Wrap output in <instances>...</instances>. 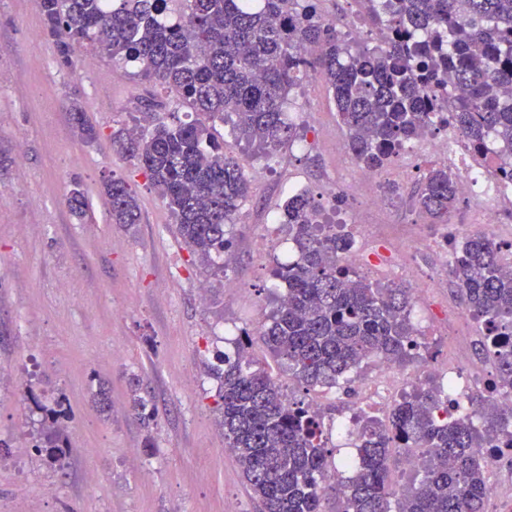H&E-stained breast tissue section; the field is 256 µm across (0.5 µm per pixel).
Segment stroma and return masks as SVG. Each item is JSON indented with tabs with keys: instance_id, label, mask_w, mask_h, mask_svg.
Wrapping results in <instances>:
<instances>
[{
	"instance_id": "35a3bbf8",
	"label": "stroma",
	"mask_w": 512,
	"mask_h": 512,
	"mask_svg": "<svg viewBox=\"0 0 512 512\" xmlns=\"http://www.w3.org/2000/svg\"><path fill=\"white\" fill-rule=\"evenodd\" d=\"M38 0H0V512H258L215 410L217 356L240 331L250 356L264 361L257 329L275 308L262 228L295 251L280 224L288 187L320 199L346 140L335 105L317 80L292 94V109L325 129L306 147L290 145L264 170L230 126H218L224 151L251 183L232 228L235 259L213 275L179 239L175 223L136 159L112 136L140 111L148 87L133 65L82 56L71 71L54 65ZM78 96L100 138L88 146L68 115ZM125 178L140 204L139 223H113L103 192ZM89 212L66 204L72 180ZM241 282L229 291L225 280ZM412 321L426 337L409 370L433 372L448 353L430 310ZM155 407L143 422L132 383ZM107 389L111 409L96 404ZM62 400L69 448L62 466L36 454L37 403Z\"/></svg>"
}]
</instances>
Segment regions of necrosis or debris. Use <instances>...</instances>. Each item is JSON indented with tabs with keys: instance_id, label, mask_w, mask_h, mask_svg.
<instances>
[{
	"instance_id": "4bbe7bcc",
	"label": "necrosis or debris",
	"mask_w": 512,
	"mask_h": 512,
	"mask_svg": "<svg viewBox=\"0 0 512 512\" xmlns=\"http://www.w3.org/2000/svg\"><path fill=\"white\" fill-rule=\"evenodd\" d=\"M469 151V145L457 136L452 127L439 120L414 143L411 152L406 153L398 165L379 170L355 167L350 179L334 181L323 194L329 204L340 195L349 201L351 217L342 229L362 239L361 246L343 257V264L377 277L388 274L404 277L411 285L414 302H425L434 311L436 326L453 344L452 366L447 375L449 382L455 385L451 394L455 400L462 399L466 385L487 382L488 377L472 357L466 335L469 317L451 306L442 293L447 285V267L423 271L418 269L415 258L419 252L429 248H447L449 236L460 239L465 232L471 231L485 235L499 247L506 260L512 261V181H489L487 164L472 162ZM418 153L434 154L456 175L459 196L467 209L478 212V223L467 230L459 224L442 225L434 235L403 238L378 233L373 225L362 221L363 210L384 208L382 184L407 185L410 167ZM370 364L372 373L359 384L362 401L352 418L356 425L365 416L382 413L387 404L425 381L423 372H402L379 358L371 359Z\"/></svg>"
}]
</instances>
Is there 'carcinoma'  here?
I'll return each instance as SVG.
<instances>
[{
  "mask_svg": "<svg viewBox=\"0 0 512 512\" xmlns=\"http://www.w3.org/2000/svg\"><path fill=\"white\" fill-rule=\"evenodd\" d=\"M40 0L44 33L56 64L76 67L85 51L131 63L137 76L168 99L144 105L145 125L119 139L136 158L176 224L178 235L216 275L214 258L228 250L230 227L250 183L224 154L215 123L233 130L267 157L293 142L286 119L292 89L304 79L332 95L356 163L380 169L430 128L440 112L478 153L493 136L504 160L496 176L512 179V0H359L379 32L369 47L340 36L318 12L319 0ZM202 116L185 122L169 104ZM70 123L86 145L99 133L78 98ZM112 223L137 224L140 207L128 182L104 183ZM459 200L455 175L429 169L415 191L419 212L442 224ZM69 211L86 217L78 181ZM307 193L288 197L282 224L298 258L274 276L287 283L280 306L260 333L270 359L307 389L335 387L374 355L393 364L420 347L405 288H382L341 265L350 235L319 221ZM451 273L467 312L482 322L481 352L496 379L512 389V265L479 233L464 238ZM250 338L218 355V421L261 512H323L327 491L339 512H486L492 466L483 449L512 441V409L483 420L448 404V389L420 388L397 401L386 420L367 418L356 438L349 477L329 481L331 455L323 415L288 401L282 384L248 356ZM41 422L33 448L61 461L60 420ZM419 456L409 485L399 489L388 461L393 450Z\"/></svg>",
  "mask_w": 512,
  "mask_h": 512,
  "instance_id": "1",
  "label": "carcinoma"
}]
</instances>
